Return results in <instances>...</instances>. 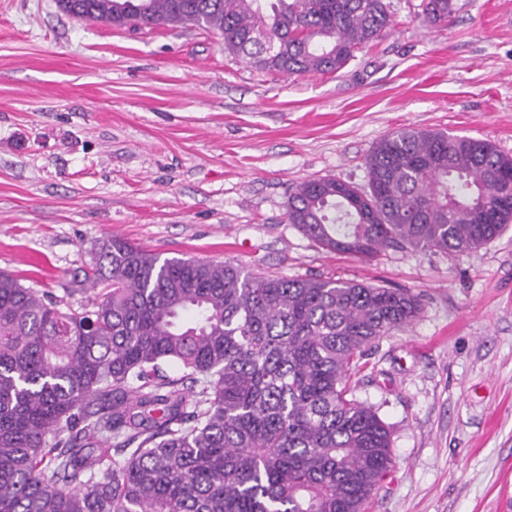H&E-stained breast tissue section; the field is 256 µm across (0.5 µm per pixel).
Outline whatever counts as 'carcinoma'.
Segmentation results:
<instances>
[{"instance_id": "1", "label": "carcinoma", "mask_w": 512, "mask_h": 512, "mask_svg": "<svg viewBox=\"0 0 512 512\" xmlns=\"http://www.w3.org/2000/svg\"><path fill=\"white\" fill-rule=\"evenodd\" d=\"M143 5L73 0L84 20L213 31L284 75L338 72L393 26L389 0ZM454 13L423 0L431 25ZM365 168L364 188L302 181L288 223L366 261L471 251L512 223V158L488 140L405 128ZM91 253L61 297L0 270V512H364L393 453L352 379L419 295L163 259L112 236Z\"/></svg>"}]
</instances>
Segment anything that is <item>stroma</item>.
<instances>
[{"mask_svg":"<svg viewBox=\"0 0 512 512\" xmlns=\"http://www.w3.org/2000/svg\"><path fill=\"white\" fill-rule=\"evenodd\" d=\"M340 72L287 76L196 27L132 32L0 0V270L62 294L113 235L167 258L286 278L407 288L412 323L372 345L355 396L388 425L395 467L366 512H504L512 500V225L460 253H329L286 220L311 177L366 184L406 127L512 157V0H455ZM421 6L424 21L430 25H448V18L456 11L453 0H425Z\"/></svg>","mask_w":512,"mask_h":512,"instance_id":"obj_1","label":"stroma"}]
</instances>
